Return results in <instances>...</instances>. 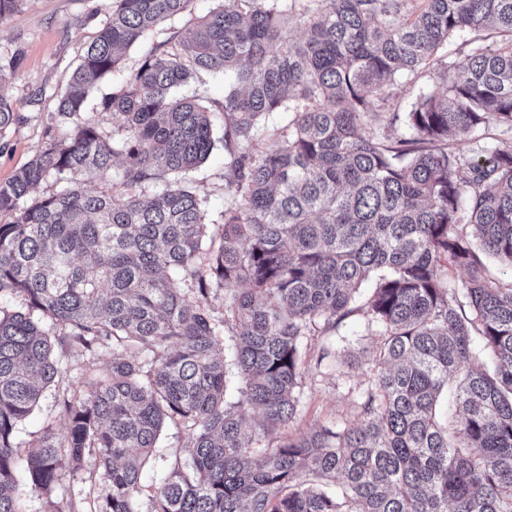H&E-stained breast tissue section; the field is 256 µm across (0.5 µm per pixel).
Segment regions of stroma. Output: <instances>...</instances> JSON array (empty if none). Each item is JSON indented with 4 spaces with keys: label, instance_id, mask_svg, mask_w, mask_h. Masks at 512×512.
<instances>
[{
    "label": "stroma",
    "instance_id": "obj_1",
    "mask_svg": "<svg viewBox=\"0 0 512 512\" xmlns=\"http://www.w3.org/2000/svg\"><path fill=\"white\" fill-rule=\"evenodd\" d=\"M110 0H20L16 10L0 18V56L22 49L24 63L10 82L9 94L17 122L0 131V182L9 180L41 148L46 119L56 112L71 71L86 44L106 19ZM224 149L215 147L190 176L189 185L207 200L209 221H219L231 199L224 193ZM377 336L368 331L367 317L358 313L336 328L316 331L309 342L313 350L329 353L321 367L305 373L299 412L288 431L297 435L327 424H357L356 396L373 373ZM67 424L57 388H48L34 413L17 427L22 445L35 443L45 429L62 431ZM188 433L184 427H164L145 465V489L139 498L141 512H149L154 489L168 477L174 458L188 460ZM94 457H87L80 480L62 476L50 495L25 490L27 512H49L51 502L76 494L81 481L90 480Z\"/></svg>",
    "mask_w": 512,
    "mask_h": 512
}]
</instances>
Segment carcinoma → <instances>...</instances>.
Masks as SVG:
<instances>
[{"label":"carcinoma","instance_id":"cac0c4a2","mask_svg":"<svg viewBox=\"0 0 512 512\" xmlns=\"http://www.w3.org/2000/svg\"><path fill=\"white\" fill-rule=\"evenodd\" d=\"M191 2L112 0L41 149L0 183V512H26L22 486L79 478L93 452L91 512H138L169 423L188 431L191 461H172L151 512H512V286L484 263L512 267V139L473 159L448 147L491 124L512 131V0H224L88 111L122 51ZM464 31L469 58L451 68L440 51ZM23 63L20 49L0 60V130L17 120L5 87ZM228 70L223 100L176 96ZM430 70L440 86L399 112L401 79ZM273 112L288 123L260 150ZM215 113L224 191L240 203L208 224L186 179L215 146ZM450 266L467 273L458 290ZM228 286L218 316L211 299ZM358 312L379 333L360 424L280 437L298 414L304 340ZM103 347L109 366L88 362L86 393L59 399L63 433L21 455L17 425L65 357ZM481 352L490 367L474 369ZM451 382L460 413L442 421Z\"/></svg>","mask_w":512,"mask_h":512}]
</instances>
